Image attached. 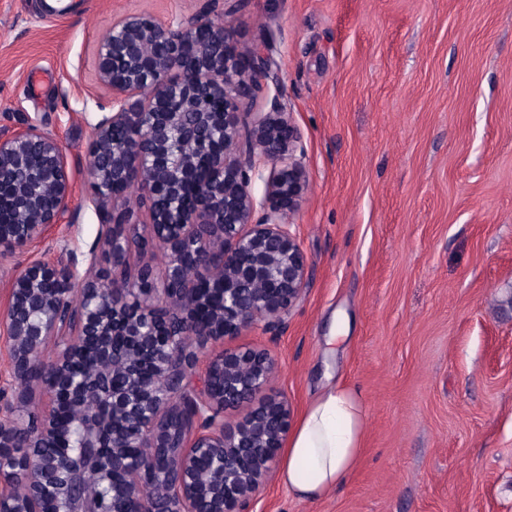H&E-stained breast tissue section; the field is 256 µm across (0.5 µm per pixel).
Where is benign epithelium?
Returning a JSON list of instances; mask_svg holds the SVG:
<instances>
[{"mask_svg":"<svg viewBox=\"0 0 512 512\" xmlns=\"http://www.w3.org/2000/svg\"><path fill=\"white\" fill-rule=\"evenodd\" d=\"M273 51L238 44L228 19L173 26L146 13L99 42L112 102L91 137L93 202L141 194L164 256L132 278L137 224L115 205L98 235L112 269L10 266L59 223L72 184L55 133L31 122L0 135V198L13 212L0 220L10 288L0 327L18 382L0 402V512H46L51 499L74 512H249L256 501L292 406L272 391L278 366L266 350L204 346L259 324L283 329L309 279L290 231L306 171L288 101L274 95L242 133L240 104L279 87ZM264 167L259 200L251 185ZM244 404L246 416L224 425V410ZM74 432L75 461L61 452Z\"/></svg>","mask_w":512,"mask_h":512,"instance_id":"1","label":"benign epithelium"}]
</instances>
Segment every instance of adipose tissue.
<instances>
[{
  "instance_id": "obj_1",
  "label": "adipose tissue",
  "mask_w": 512,
  "mask_h": 512,
  "mask_svg": "<svg viewBox=\"0 0 512 512\" xmlns=\"http://www.w3.org/2000/svg\"><path fill=\"white\" fill-rule=\"evenodd\" d=\"M365 405L353 388L326 384L302 415L280 466L290 496L328 497L351 471L362 449Z\"/></svg>"
}]
</instances>
